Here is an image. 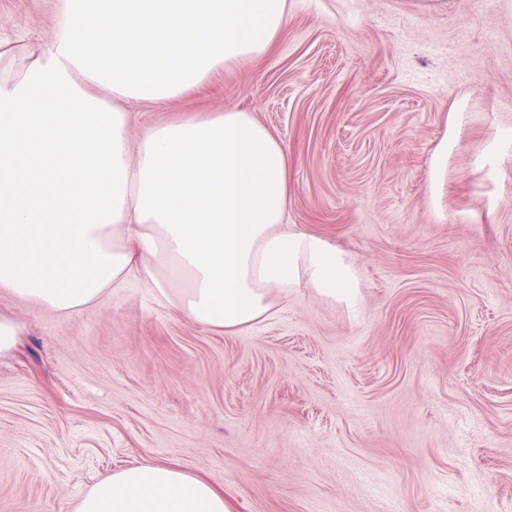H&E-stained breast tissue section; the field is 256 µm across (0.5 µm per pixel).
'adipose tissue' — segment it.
Here are the masks:
<instances>
[{"label":"adipose tissue","mask_w":512,"mask_h":512,"mask_svg":"<svg viewBox=\"0 0 512 512\" xmlns=\"http://www.w3.org/2000/svg\"><path fill=\"white\" fill-rule=\"evenodd\" d=\"M286 0H58L53 37L0 50V288L63 316L138 275L179 319L234 334L300 281L356 300L351 266L288 228V153L253 113L198 112L130 137L120 101L177 100L265 55ZM77 512H229L222 489L146 462Z\"/></svg>","instance_id":"ef3b65f1"}]
</instances>
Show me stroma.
Returning <instances> with one entry per match:
<instances>
[{"instance_id":"35a3bbf8","label":"stroma","mask_w":512,"mask_h":512,"mask_svg":"<svg viewBox=\"0 0 512 512\" xmlns=\"http://www.w3.org/2000/svg\"><path fill=\"white\" fill-rule=\"evenodd\" d=\"M54 5L0 0V39L49 42ZM125 108L254 113L288 152L287 224L344 252L361 299L304 284L227 335L134 281L66 318L0 288L23 335L0 512H75L149 461L233 512H512V0H287L265 56Z\"/></svg>"}]
</instances>
